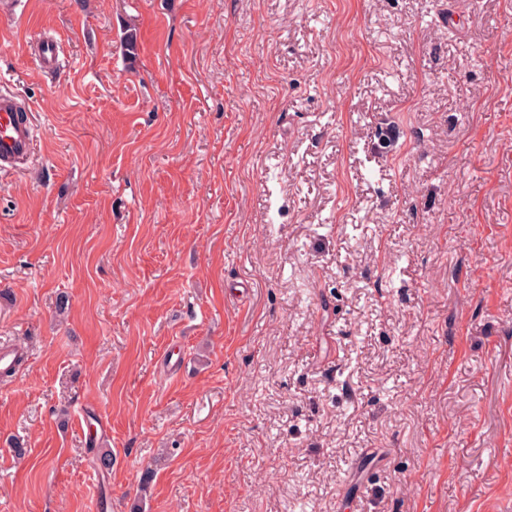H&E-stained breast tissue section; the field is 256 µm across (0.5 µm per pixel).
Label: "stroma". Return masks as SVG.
<instances>
[{
	"label": "stroma",
	"instance_id": "35a3bbf8",
	"mask_svg": "<svg viewBox=\"0 0 512 512\" xmlns=\"http://www.w3.org/2000/svg\"><path fill=\"white\" fill-rule=\"evenodd\" d=\"M0 86V512H512V0H8ZM60 46L58 42L52 37H46L40 43L36 60L45 71L55 72L60 67ZM32 110L10 92H0V172L22 170L32 159L37 129Z\"/></svg>",
	"mask_w": 512,
	"mask_h": 512
}]
</instances>
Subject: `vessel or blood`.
Returning <instances> with one entry per match:
<instances>
[{"mask_svg":"<svg viewBox=\"0 0 512 512\" xmlns=\"http://www.w3.org/2000/svg\"><path fill=\"white\" fill-rule=\"evenodd\" d=\"M60 46L51 37L42 40L36 60L43 70L60 67ZM37 129L30 109L10 92H0V172L18 171L32 159Z\"/></svg>","mask_w":512,"mask_h":512,"instance_id":"vessel-or-blood-1","label":"vessel or blood"}]
</instances>
